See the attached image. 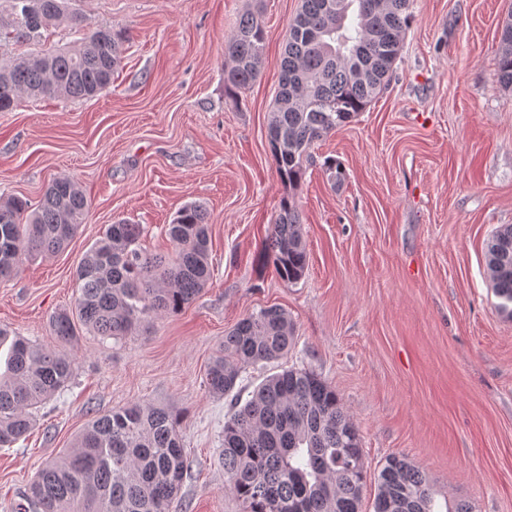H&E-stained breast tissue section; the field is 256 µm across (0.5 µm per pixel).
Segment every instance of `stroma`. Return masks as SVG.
<instances>
[{
    "mask_svg": "<svg viewBox=\"0 0 512 512\" xmlns=\"http://www.w3.org/2000/svg\"><path fill=\"white\" fill-rule=\"evenodd\" d=\"M128 40L110 88L86 99L0 112V196L38 203L65 175L90 208L48 257H23L0 282V328L47 349L71 308L76 270L108 224L141 225L167 254L178 210L208 212L213 277L178 312L121 341L80 333L73 383L33 430L0 448V512H15L46 461L93 417L140 402L167 409L192 462L179 512H241L224 490L219 448L231 399L208 388L224 335L269 306L294 325L282 365L317 374L356 425L372 512L385 459L426 472L434 512H512V319L498 309L486 245L512 224V89L498 81L512 0H410L386 89L310 150L296 190L308 267L281 280L264 241L286 188L267 138L289 22L301 0H75ZM248 9L265 25L260 77L224 93V38ZM333 158L341 181L324 167Z\"/></svg>",
    "mask_w": 512,
    "mask_h": 512,
    "instance_id": "35a3bbf8",
    "label": "stroma"
}]
</instances>
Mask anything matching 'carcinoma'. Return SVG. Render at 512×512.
Returning a JSON list of instances; mask_svg holds the SVG:
<instances>
[{
  "label": "carcinoma",
  "mask_w": 512,
  "mask_h": 512,
  "mask_svg": "<svg viewBox=\"0 0 512 512\" xmlns=\"http://www.w3.org/2000/svg\"><path fill=\"white\" fill-rule=\"evenodd\" d=\"M409 0H302L288 24L268 139L280 181L295 189L310 146L365 111L380 94L400 55ZM68 21L81 37L44 48L49 27ZM33 50L0 65V112L23 99H92L112 85L127 35L93 25L71 0H0V43ZM265 26L244 13L224 39V91L236 99L261 73ZM498 80L512 88V15L501 26ZM89 210L80 185L54 179L37 205L0 197V280L12 278L24 256L60 251ZM174 255L148 256L142 228L117 221L89 248L76 272L73 311L52 319L60 345L83 328L121 340L152 317L189 304L212 278L205 207L184 205L168 225ZM278 276L298 282L308 259L295 194L279 202L267 242ZM487 266L498 310L512 318V225L487 243ZM288 314L267 307L241 319L207 370L209 389L230 394L240 374L288 355L294 336ZM8 346L0 369V448H10L36 424L37 409L73 379L61 349H45L0 329ZM224 421L225 490L244 512H361L366 482L361 439L341 399L307 370L267 376L244 402L234 399ZM188 461L170 412L134 403L91 419L73 448L48 461L17 504V512H174ZM373 512H433L424 471L402 455L377 475Z\"/></svg>",
  "instance_id": "obj_1"
}]
</instances>
